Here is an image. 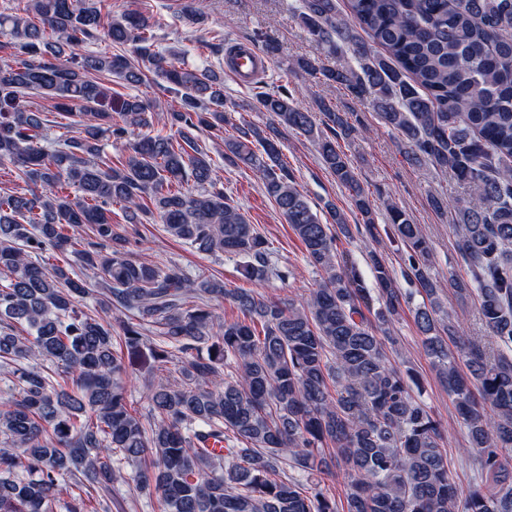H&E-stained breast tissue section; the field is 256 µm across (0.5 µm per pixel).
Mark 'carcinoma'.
Masks as SVG:
<instances>
[{"mask_svg":"<svg viewBox=\"0 0 512 512\" xmlns=\"http://www.w3.org/2000/svg\"><path fill=\"white\" fill-rule=\"evenodd\" d=\"M104 2L0 5V29L11 36L0 63V165L14 167L13 187L0 196V364L15 377L0 409V512H112L115 485L128 480L158 497L164 512H338L319 481L330 458L344 477L343 512H512V0H347L345 17L336 0L292 6L336 59L302 57L294 69L370 102L408 160L450 172L465 189L464 198L436 194L430 204L456 211L471 280L452 285L477 295L492 355L440 316L443 285L432 273L427 234L387 204L422 298L414 321L424 350L467 430L464 452L484 477L465 496L448 470L440 424L388 358L395 338L379 335L409 297L372 248L376 292L365 287L337 250L340 238H354L345 214L328 203L331 223L322 222L280 164L283 135L312 138L372 231V203L337 145L361 133L353 113L321 97L316 111L304 110L280 86L259 98L265 127L236 125L226 136L224 82L161 50L147 17L105 14ZM181 18L201 27L207 15L187 0ZM102 29L118 52H78ZM150 75L180 95L179 108L163 117L167 136L146 133L155 108L140 98L120 99L114 114L100 108L99 77L141 85ZM36 93L59 99L54 109L76 120L80 136L50 142L29 109L27 96ZM192 129L224 142L225 163L259 174L307 261L323 272L308 296L264 299L126 256L112 227L117 202L131 224L157 214L171 236L198 250L243 258L250 279L288 276L224 194ZM129 136L124 163L100 159L104 140ZM190 178L195 192L183 189ZM69 187L78 195L65 193ZM82 227L95 240L78 239ZM48 250L66 256V265L46 262ZM75 266L101 275L97 304L114 321L84 309L90 290L71 277ZM218 298L241 318L214 325ZM114 323L127 352L146 344L155 362L181 367L184 383L152 385L147 416L127 400ZM68 381L76 392H66ZM65 479L76 488L67 500Z\"/></svg>","mask_w":512,"mask_h":512,"instance_id":"obj_1","label":"carcinoma"}]
</instances>
